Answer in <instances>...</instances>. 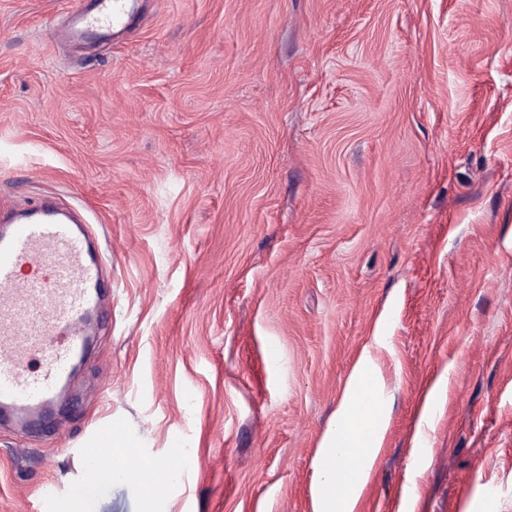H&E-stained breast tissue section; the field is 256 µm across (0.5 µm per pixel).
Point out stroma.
<instances>
[{
    "label": "stroma",
    "mask_w": 512,
    "mask_h": 512,
    "mask_svg": "<svg viewBox=\"0 0 512 512\" xmlns=\"http://www.w3.org/2000/svg\"><path fill=\"white\" fill-rule=\"evenodd\" d=\"M73 3L0 0V211L90 225L112 323L77 387L104 391L69 439L0 430V512L80 480L110 421L140 459L192 449L156 512H311L379 330L359 512H512V0H159L61 46ZM144 509L129 483L65 512ZM386 339L379 330L362 347L320 436L312 463L311 512H358L390 421L391 395L377 354ZM336 485L344 489L340 496ZM442 391L439 387L433 388L426 397L424 408L417 426L414 448L427 447V431L433 427L435 408L441 398Z\"/></svg>",
    "instance_id": "35a3bbf8"
}]
</instances>
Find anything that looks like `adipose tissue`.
<instances>
[{
    "label": "adipose tissue",
    "mask_w": 512,
    "mask_h": 512,
    "mask_svg": "<svg viewBox=\"0 0 512 512\" xmlns=\"http://www.w3.org/2000/svg\"><path fill=\"white\" fill-rule=\"evenodd\" d=\"M373 336L360 350L313 458L311 512H358L388 432L391 395Z\"/></svg>",
    "instance_id": "ef3b65f1"
}]
</instances>
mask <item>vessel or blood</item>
Instances as JSON below:
<instances>
[{"label": "vessel or blood", "instance_id": "obj_1", "mask_svg": "<svg viewBox=\"0 0 512 512\" xmlns=\"http://www.w3.org/2000/svg\"><path fill=\"white\" fill-rule=\"evenodd\" d=\"M141 9V0L79 2L58 37H119ZM89 235L76 211L46 200L0 226V426L69 433L58 414L99 327L112 320L105 309L112 286L90 252ZM118 432L106 424L94 445L81 449L84 477L68 485L69 496L144 479L132 464L134 449L113 445Z\"/></svg>", "mask_w": 512, "mask_h": 512}]
</instances>
